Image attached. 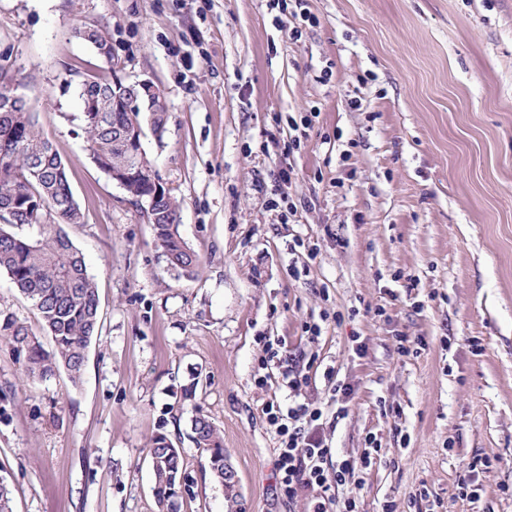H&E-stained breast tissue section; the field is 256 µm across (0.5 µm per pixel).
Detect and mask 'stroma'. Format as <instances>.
<instances>
[{"label": "stroma", "mask_w": 512, "mask_h": 512, "mask_svg": "<svg viewBox=\"0 0 512 512\" xmlns=\"http://www.w3.org/2000/svg\"><path fill=\"white\" fill-rule=\"evenodd\" d=\"M305 7L294 41L267 0H0V63L66 167L83 219L64 231L101 316L78 387L62 370L27 380L26 349L0 338L12 512H160L158 434L184 452L181 512H310L279 489L265 413L287 405L292 361L334 459L377 439L360 512H512V0ZM92 25L118 75L168 102L143 147L193 275L90 158L75 84L102 61L75 29ZM311 112L289 149L286 116ZM6 314L51 349L1 272ZM404 339L421 351L403 355ZM198 409L223 432L231 484L188 437ZM477 458L492 464L473 501L458 482Z\"/></svg>", "instance_id": "35a3bbf8"}]
</instances>
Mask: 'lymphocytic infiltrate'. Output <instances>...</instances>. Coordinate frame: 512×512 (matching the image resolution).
<instances>
[{
    "label": "lymphocytic infiltrate",
    "mask_w": 512,
    "mask_h": 512,
    "mask_svg": "<svg viewBox=\"0 0 512 512\" xmlns=\"http://www.w3.org/2000/svg\"><path fill=\"white\" fill-rule=\"evenodd\" d=\"M268 418L280 436L275 467L288 498L305 493L315 502L313 512H356L354 498L343 495L349 484L362 481L370 456L333 461L332 450L319 434L322 412L305 404L287 410L268 409Z\"/></svg>",
    "instance_id": "obj_1"
}]
</instances>
